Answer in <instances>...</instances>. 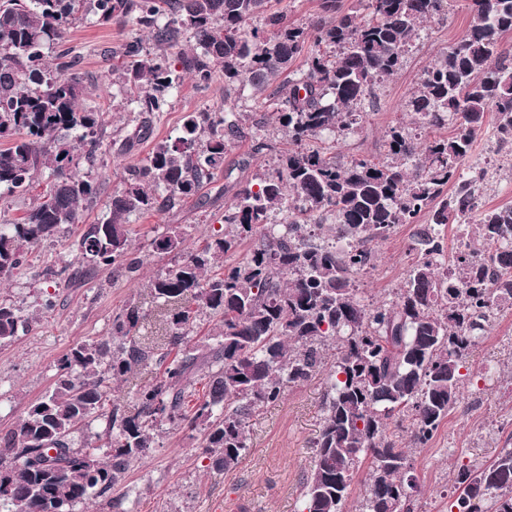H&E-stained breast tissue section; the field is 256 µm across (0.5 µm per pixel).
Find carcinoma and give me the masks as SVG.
<instances>
[{
	"label": "carcinoma",
	"instance_id": "1",
	"mask_svg": "<svg viewBox=\"0 0 512 512\" xmlns=\"http://www.w3.org/2000/svg\"><path fill=\"white\" fill-rule=\"evenodd\" d=\"M84 0H0V191L27 190L49 170L25 216L0 224V278H8L79 221L97 195L73 164L62 133H77L84 159L102 147L103 113L82 106V78L63 44ZM451 0H318L295 24L271 0H89L99 20L130 27L123 78L137 89L142 119L117 148L152 135L148 117L166 111L190 78L206 89L224 74V104L190 112L182 135L159 143L112 194L109 217L89 225L75 251L96 266L139 271L129 218L170 212L224 170V156L251 139L224 206L222 230L146 286L112 318L107 340L77 345L56 364L52 389L0 435V456L23 449L24 465L0 472V512H73L105 499L163 426L199 430L211 466L229 471L250 453V418L287 388L325 376L322 426L303 480V512H345L361 486V512H417V476L407 448L431 441L457 407L464 355L490 317L512 307V205L488 207L489 171L474 155L478 129L495 114L499 148H512V0H471L464 34L423 70L406 111L386 131L380 159L340 155L362 129L374 87L397 73ZM164 47L146 52L144 39ZM303 68L291 71L298 57ZM251 89L256 109L240 101ZM452 127L448 136L432 131ZM427 216L409 250L406 278L389 303L365 304L357 277L399 224ZM456 227L466 247L443 245ZM181 227L149 241L179 253ZM218 317L191 343L198 318ZM152 320L158 338L143 334ZM28 318L0 303V345ZM153 372L132 403L112 384ZM204 384L203 395L192 388ZM106 421L82 446L75 435ZM457 512H512V448L461 466Z\"/></svg>",
	"mask_w": 512,
	"mask_h": 512
}]
</instances>
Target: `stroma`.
<instances>
[{
    "instance_id": "obj_1",
    "label": "stroma",
    "mask_w": 512,
    "mask_h": 512,
    "mask_svg": "<svg viewBox=\"0 0 512 512\" xmlns=\"http://www.w3.org/2000/svg\"><path fill=\"white\" fill-rule=\"evenodd\" d=\"M468 2L454 0L450 18L426 23V38L398 73L376 87L363 128L342 144L343 153L383 156L385 132L402 118L423 69L468 27ZM126 32L119 21L104 23L83 12L66 40L83 78L82 103L102 112L105 121L103 146L89 170L99 191L81 223L63 225L32 254L30 267L0 283V303L15 306L30 319L12 343L0 346V433L44 395L60 356L79 344L107 339L113 316L142 293V278L173 266L174 255L147 250L156 232L168 224L180 225L184 252H194L220 229L224 204L230 199L211 186L178 210L131 217L132 245L144 261L141 278L110 266L92 269L77 260L73 241L88 225L106 219L112 194L122 188L127 169L139 165L155 143L175 142L187 113L224 101L223 77H216L205 90L184 80L170 96L167 111L155 119L151 140L132 153L116 155L113 141L131 133L136 116L129 87L116 72L121 64L117 51ZM493 126V118H485L475 152L495 162L483 196L487 204L499 205L512 202V153L498 150ZM415 231V225H399L380 245L375 269L356 282L366 301L393 299L411 262L408 248ZM65 266L79 271V279L69 284L59 281L56 272ZM48 296L54 306L45 310L41 303ZM466 365L471 380L457 408L430 444L412 451L423 512H448L458 467L488 461L505 444L506 430L512 427V308L492 319L487 336L470 350ZM324 391L322 377H315L288 388L281 399L251 417V451L230 471L210 469L199 448V432L159 431L154 447L132 465L113 489L111 500L81 506L79 512H298L312 442L321 427Z\"/></svg>"
}]
</instances>
